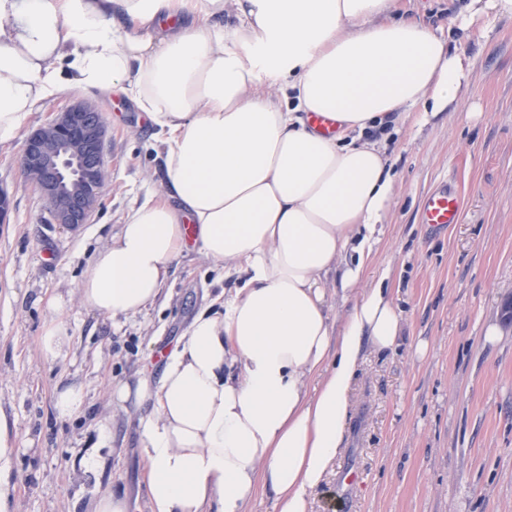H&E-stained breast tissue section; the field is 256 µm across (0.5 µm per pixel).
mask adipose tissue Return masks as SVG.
<instances>
[{
	"mask_svg": "<svg viewBox=\"0 0 512 512\" xmlns=\"http://www.w3.org/2000/svg\"><path fill=\"white\" fill-rule=\"evenodd\" d=\"M393 0H0V143L34 105L126 96L164 136L169 197L146 198L90 262L80 301L112 318L157 300L185 246L244 275L199 311L157 384L116 383L140 420L150 512H311L348 433L366 352L402 316L362 288L392 211L389 117L456 104L469 69ZM333 112L336 137L303 116ZM338 274L342 329L327 306Z\"/></svg>",
	"mask_w": 512,
	"mask_h": 512,
	"instance_id": "1",
	"label": "adipose tissue"
}]
</instances>
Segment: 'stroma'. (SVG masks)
Masks as SVG:
<instances>
[{
  "instance_id": "1",
  "label": "stroma",
  "mask_w": 512,
  "mask_h": 512,
  "mask_svg": "<svg viewBox=\"0 0 512 512\" xmlns=\"http://www.w3.org/2000/svg\"><path fill=\"white\" fill-rule=\"evenodd\" d=\"M465 0H395L394 17L450 36L470 65L456 110L390 137L396 201L363 282L384 268L402 314L394 350L368 355L358 376L345 448L314 492L312 512H512V19L458 30ZM109 125L108 180L88 224L51 223L24 179V141L0 144V184L13 189L0 224V416L13 462L10 512H91L113 489L129 512H149L139 417L112 402V384L158 380L202 308L242 280L197 250L185 251L147 314L112 320L82 308L77 286L129 211L161 191L165 162L157 128L127 98L99 100ZM463 194L461 223L421 224L424 194L443 181ZM53 251V264L43 254ZM62 303L71 341L52 364L40 339L46 304ZM501 337L485 339L490 325ZM426 354H417L418 342ZM77 383L83 410L52 407L56 387ZM95 454L102 465L86 469Z\"/></svg>"
}]
</instances>
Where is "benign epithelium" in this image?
I'll return each mask as SVG.
<instances>
[{
    "label": "benign epithelium",
    "mask_w": 512,
    "mask_h": 512,
    "mask_svg": "<svg viewBox=\"0 0 512 512\" xmlns=\"http://www.w3.org/2000/svg\"><path fill=\"white\" fill-rule=\"evenodd\" d=\"M108 126L99 107L80 100L25 139L21 166L56 224L88 223L106 185Z\"/></svg>",
    "instance_id": "7a95c632"
}]
</instances>
